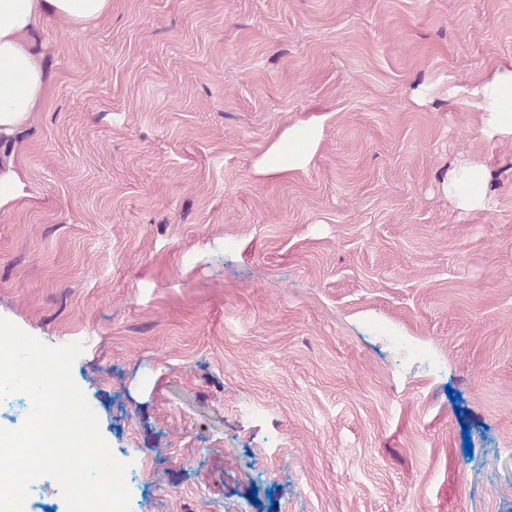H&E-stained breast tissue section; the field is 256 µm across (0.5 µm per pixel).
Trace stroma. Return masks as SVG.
<instances>
[{
  "label": "stroma",
  "mask_w": 512,
  "mask_h": 512,
  "mask_svg": "<svg viewBox=\"0 0 512 512\" xmlns=\"http://www.w3.org/2000/svg\"><path fill=\"white\" fill-rule=\"evenodd\" d=\"M37 40L0 317L81 344L130 512H512V137L465 96L512 0H112ZM485 166L461 159L456 173L448 180V196L467 210H487L490 202L484 189Z\"/></svg>",
  "instance_id": "stroma-1"
}]
</instances>
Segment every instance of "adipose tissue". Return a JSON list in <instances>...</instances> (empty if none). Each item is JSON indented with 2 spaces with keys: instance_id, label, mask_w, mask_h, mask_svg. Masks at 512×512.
Masks as SVG:
<instances>
[{
  "instance_id": "1",
  "label": "adipose tissue",
  "mask_w": 512,
  "mask_h": 512,
  "mask_svg": "<svg viewBox=\"0 0 512 512\" xmlns=\"http://www.w3.org/2000/svg\"><path fill=\"white\" fill-rule=\"evenodd\" d=\"M112 0H0V144L12 142L37 111L45 90V72L31 33L52 21L86 27L108 14ZM473 106L482 112L491 136H512V70L503 69L471 90ZM483 165L460 160L448 181V195L467 210L490 207Z\"/></svg>"
}]
</instances>
